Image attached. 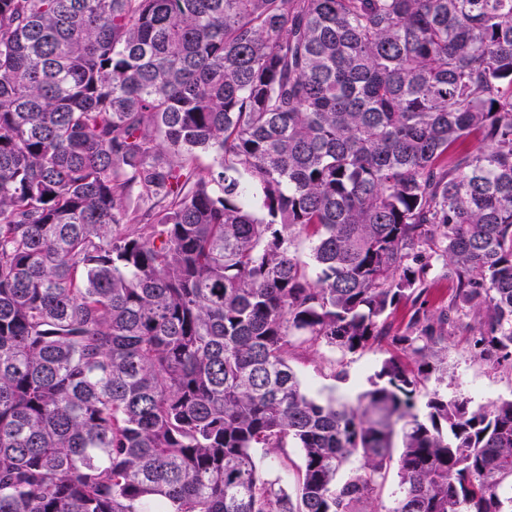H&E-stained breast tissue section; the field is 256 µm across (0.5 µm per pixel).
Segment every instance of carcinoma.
<instances>
[{"instance_id": "carcinoma-1", "label": "carcinoma", "mask_w": 512, "mask_h": 512, "mask_svg": "<svg viewBox=\"0 0 512 512\" xmlns=\"http://www.w3.org/2000/svg\"><path fill=\"white\" fill-rule=\"evenodd\" d=\"M469 314L512 367V0H0V512H512ZM426 295L427 306L435 312L441 306L448 304V298L454 292V284L442 272V263H436L429 275V287ZM470 324V326H469ZM472 315L464 317L448 338L447 357L442 364L443 380L432 378L428 389L437 388L448 396H457L484 404L512 394V371L496 367L475 353L471 326ZM390 342L345 357L327 346H321L317 352L293 361V366L312 395L331 392L354 402L359 393L369 388V378L381 362L393 352L394 347ZM338 372H343L342 379L336 377Z\"/></svg>"}]
</instances>
